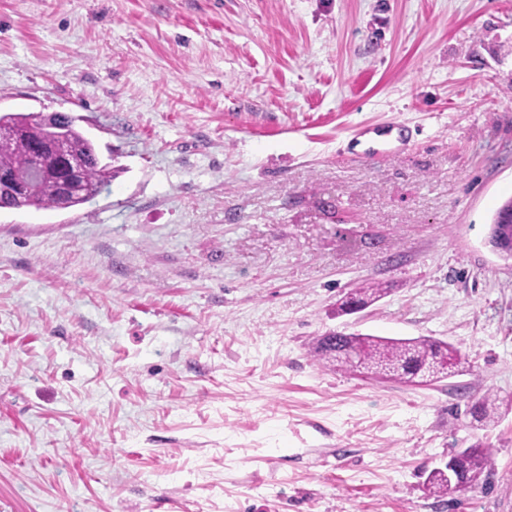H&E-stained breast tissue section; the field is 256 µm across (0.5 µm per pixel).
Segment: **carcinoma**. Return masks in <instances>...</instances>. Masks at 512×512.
I'll return each instance as SVG.
<instances>
[{
    "mask_svg": "<svg viewBox=\"0 0 512 512\" xmlns=\"http://www.w3.org/2000/svg\"><path fill=\"white\" fill-rule=\"evenodd\" d=\"M65 130V144L71 156L82 161V185L70 199L75 207L91 201L103 187L109 185L114 170L99 157L93 141L75 124V119L61 116ZM5 124L22 126L21 132L0 143V169L24 174L33 162V144L43 134V116L38 113H0ZM26 207L58 209L61 199L55 186L42 183L32 199L23 202ZM488 241L503 253H512V199L503 202L495 211L490 224ZM385 289L374 286L360 288L349 302L365 306L371 304ZM316 359L324 364L357 371L376 380L402 383L431 384L462 372V357L453 345L419 337L391 339L361 333H331L316 339L313 346ZM502 403L495 394H488L470 408L472 421L478 427H487L498 421ZM486 448H473L464 453V469L472 486L480 483L488 461ZM427 487L438 497L449 495L448 470L432 469L426 478Z\"/></svg>",
    "mask_w": 512,
    "mask_h": 512,
    "instance_id": "carcinoma-1",
    "label": "carcinoma"
}]
</instances>
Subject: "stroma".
<instances>
[{
  "instance_id": "stroma-1",
  "label": "stroma",
  "mask_w": 512,
  "mask_h": 512,
  "mask_svg": "<svg viewBox=\"0 0 512 512\" xmlns=\"http://www.w3.org/2000/svg\"><path fill=\"white\" fill-rule=\"evenodd\" d=\"M4 112L116 176L0 209V512H512V410L468 413L512 395V0H0ZM336 331L465 370H339ZM475 447L486 489L431 496ZM58 117L62 119L67 150L71 156L82 161L83 169L80 161L67 154L61 141L63 130L56 122L51 123L48 129L50 137L44 141V144L38 146L37 154L42 153L45 145L55 152L59 163L53 177L63 198H68L79 186L82 173V185L69 199V208H71L95 198L103 187L111 183L115 174L111 164L102 162L93 141L77 127L76 120L61 114ZM23 206L40 209H59L61 199L55 186L50 182L42 183L32 199L21 203ZM488 241L492 247L512 257V199H507L495 211L490 224ZM313 345L314 357L319 362L358 371L376 380L431 384L463 372L457 348L424 337L391 339L336 332L320 336ZM349 351L355 354L354 361ZM503 402L495 394H488L470 408L472 421L476 427H487L495 424L501 416ZM455 457H458V453L448 456V466L445 467V470L441 468H433L427 475V487L431 493L438 497L450 495L448 492V480L451 492L469 490V487L457 485L455 477L456 465L453 460Z\"/></svg>"
}]
</instances>
